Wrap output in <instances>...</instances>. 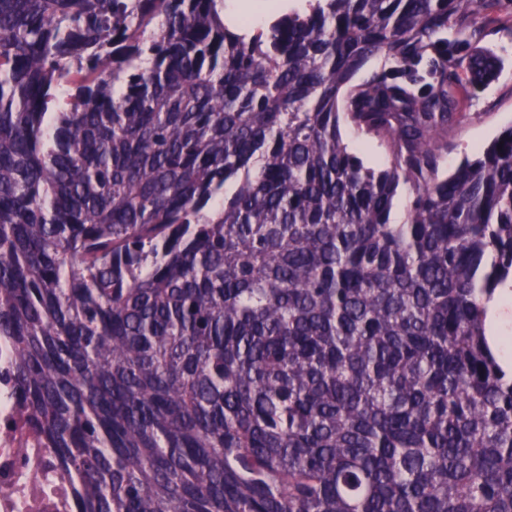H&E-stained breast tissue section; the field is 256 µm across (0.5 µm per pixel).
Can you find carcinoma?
<instances>
[{
  "label": "carcinoma",
  "instance_id": "1",
  "mask_svg": "<svg viewBox=\"0 0 512 512\" xmlns=\"http://www.w3.org/2000/svg\"><path fill=\"white\" fill-rule=\"evenodd\" d=\"M489 4L0 0V339L76 512H512V126L440 171ZM267 2L266 0H226L224 11L236 21L247 16L252 20L253 25H260L272 7ZM350 132H354L358 138L357 142H353L348 138ZM358 134V135H357ZM363 135V136H362ZM345 138L350 144L364 157L368 162L385 165L389 161V154L384 145H381L375 139L370 138L366 134L359 132L353 128H345ZM349 144V143H348ZM512 320V289L498 288L492 309L491 340L501 350L500 359L506 368L512 369V351L509 349L507 325Z\"/></svg>",
  "mask_w": 512,
  "mask_h": 512
}]
</instances>
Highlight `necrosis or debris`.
<instances>
[{
	"label": "necrosis or debris",
	"instance_id": "1",
	"mask_svg": "<svg viewBox=\"0 0 512 512\" xmlns=\"http://www.w3.org/2000/svg\"><path fill=\"white\" fill-rule=\"evenodd\" d=\"M11 362L0 340V512H75L68 476L12 396Z\"/></svg>",
	"mask_w": 512,
	"mask_h": 512
}]
</instances>
